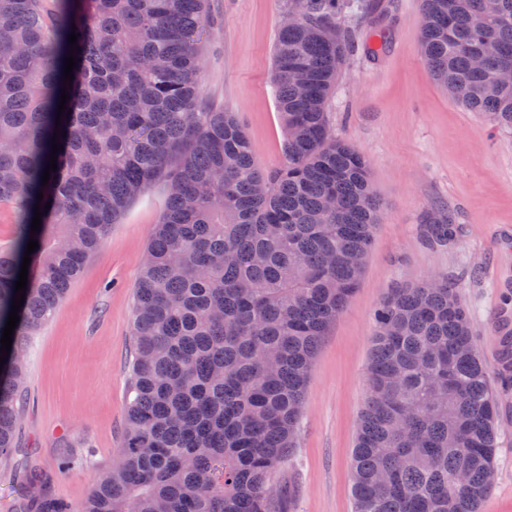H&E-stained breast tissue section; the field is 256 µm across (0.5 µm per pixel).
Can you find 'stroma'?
I'll list each match as a JSON object with an SVG mask.
<instances>
[{"mask_svg":"<svg viewBox=\"0 0 512 512\" xmlns=\"http://www.w3.org/2000/svg\"><path fill=\"white\" fill-rule=\"evenodd\" d=\"M379 26H360L361 50L341 71L328 104L331 131L371 163L382 205L360 283L321 341L297 448L278 480L288 512H352L351 458L368 390L373 312L389 289L438 276L461 283L478 352L497 369L512 321V134L448 98L420 51L422 0H382ZM219 27L206 49L204 102L235 113L258 164L279 168L282 133L271 82L278 0H211ZM374 53H367V46ZM166 188H147L111 225L81 276L32 336L25 357L16 445L0 465V512H21L19 474L39 471L56 496L84 500L107 471L125 429L133 294ZM459 228L452 247H430L431 210ZM498 471L481 512H512V395L495 419ZM68 473H60L62 458Z\"/></svg>","mask_w":512,"mask_h":512,"instance_id":"1","label":"stroma"}]
</instances>
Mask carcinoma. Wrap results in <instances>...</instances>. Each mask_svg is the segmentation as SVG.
<instances>
[{
    "mask_svg": "<svg viewBox=\"0 0 512 512\" xmlns=\"http://www.w3.org/2000/svg\"><path fill=\"white\" fill-rule=\"evenodd\" d=\"M280 4L296 18L278 29L271 75L284 161L265 171L233 113L200 95L210 0H0V204L19 225L0 247V331L28 239L38 242L0 369V462L15 447L33 332L130 203L167 186L134 289L122 446L77 504L39 473L20 476L34 488L25 512H286L277 477L308 373L380 219L369 162L327 119L352 22L378 4ZM421 45L441 89L464 86L458 103L512 129V85L498 80L512 68V0L495 15L484 0H424ZM55 136L63 150L44 185ZM37 206L48 210L33 234ZM434 215L425 241L453 245L456 224ZM373 323L354 512H480L498 464L497 399L458 283L392 288ZM496 375L512 387L511 337Z\"/></svg>",
    "mask_w": 512,
    "mask_h": 512,
    "instance_id": "carcinoma-1",
    "label": "carcinoma"
}]
</instances>
